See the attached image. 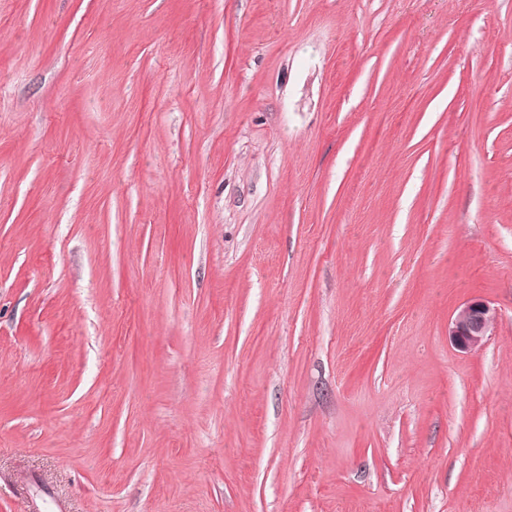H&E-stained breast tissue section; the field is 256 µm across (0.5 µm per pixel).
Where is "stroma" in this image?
Segmentation results:
<instances>
[{"label":"stroma","instance_id":"obj_1","mask_svg":"<svg viewBox=\"0 0 512 512\" xmlns=\"http://www.w3.org/2000/svg\"><path fill=\"white\" fill-rule=\"evenodd\" d=\"M0 512H512V0H0ZM498 309L490 301L471 299L462 303L448 323L450 343L468 354L485 346L499 320Z\"/></svg>","mask_w":512,"mask_h":512}]
</instances>
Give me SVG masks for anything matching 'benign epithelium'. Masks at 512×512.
Returning a JSON list of instances; mask_svg holds the SVG:
<instances>
[{
	"mask_svg": "<svg viewBox=\"0 0 512 512\" xmlns=\"http://www.w3.org/2000/svg\"><path fill=\"white\" fill-rule=\"evenodd\" d=\"M499 320L498 309L487 300L471 299L462 303L448 323L450 343L468 354L485 346Z\"/></svg>",
	"mask_w": 512,
	"mask_h": 512,
	"instance_id": "1",
	"label": "benign epithelium"
}]
</instances>
